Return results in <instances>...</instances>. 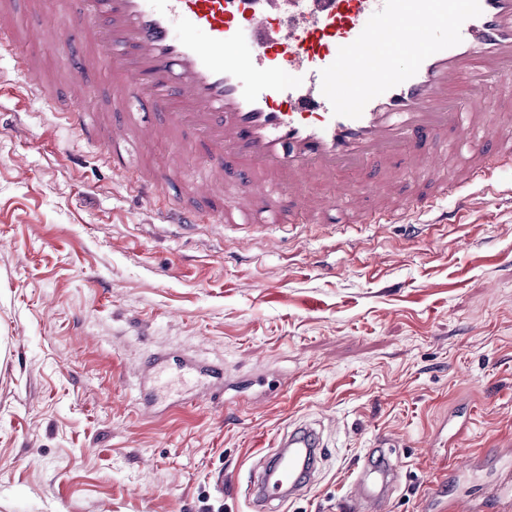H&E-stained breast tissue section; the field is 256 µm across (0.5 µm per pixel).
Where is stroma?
I'll use <instances>...</instances> for the list:
<instances>
[{
  "instance_id": "1",
  "label": "stroma",
  "mask_w": 512,
  "mask_h": 512,
  "mask_svg": "<svg viewBox=\"0 0 512 512\" xmlns=\"http://www.w3.org/2000/svg\"><path fill=\"white\" fill-rule=\"evenodd\" d=\"M184 139L114 167L0 51V512H340L383 438L401 474L388 512H429L454 411L474 409L461 447L512 448V170L464 187L454 224L435 209L419 230L306 224L231 246L222 225L162 221L198 191ZM179 145L182 169L137 194L139 168ZM154 354L267 384L147 394ZM302 420L325 443L312 486L259 505L254 471Z\"/></svg>"
}]
</instances>
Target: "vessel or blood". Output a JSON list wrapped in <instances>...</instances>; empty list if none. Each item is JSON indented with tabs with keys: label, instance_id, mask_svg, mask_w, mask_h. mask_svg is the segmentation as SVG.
I'll return each mask as SVG.
<instances>
[{
	"label": "vessel or blood",
	"instance_id": "vessel-or-blood-1",
	"mask_svg": "<svg viewBox=\"0 0 512 512\" xmlns=\"http://www.w3.org/2000/svg\"><path fill=\"white\" fill-rule=\"evenodd\" d=\"M43 39L66 20L86 46L84 72L108 76L112 108L124 113L99 143L123 145L188 130L209 156L201 194L168 206L169 223L197 225L213 194L224 196L221 221L279 237L301 221L357 224L440 208L461 182H482L489 157L512 167V0H36ZM21 81L48 96L52 79L33 55L17 60ZM466 81L469 105L448 89ZM61 113L74 129L98 131L87 104L98 94L69 85ZM497 93V107L482 101ZM163 113L157 125L137 108ZM249 176L226 194L227 162ZM368 168L387 173L371 193L376 210L357 205L338 174ZM162 168L137 181L159 194ZM329 186L314 197L309 185ZM147 367L160 377L161 355ZM180 377L219 380L223 370L185 361ZM253 485L257 498L288 501L317 461L320 434L300 423L282 436ZM400 479L389 457L364 464L345 497L346 512H387Z\"/></svg>",
	"mask_w": 512,
	"mask_h": 512
}]
</instances>
